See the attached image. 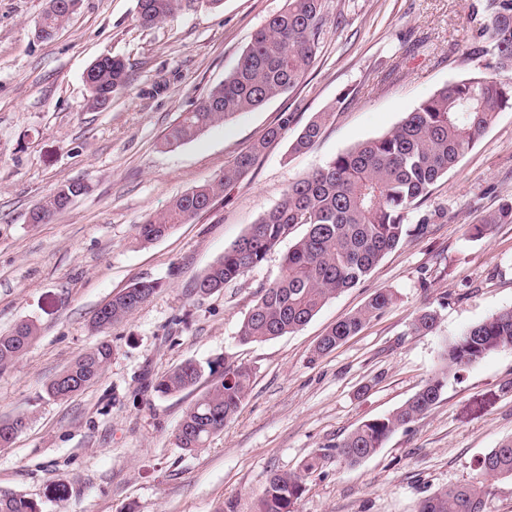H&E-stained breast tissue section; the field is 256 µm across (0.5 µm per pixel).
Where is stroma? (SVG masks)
<instances>
[{
  "label": "stroma",
  "mask_w": 512,
  "mask_h": 512,
  "mask_svg": "<svg viewBox=\"0 0 512 512\" xmlns=\"http://www.w3.org/2000/svg\"><path fill=\"white\" fill-rule=\"evenodd\" d=\"M285 0H196L146 27L137 0H79L53 40L35 24L48 0H0V334L31 321L37 335L0 369V418L25 415L0 448V491L35 500L41 512H255L273 472L326 456L305 481L295 512H416L419 501L473 480L477 462L512 438V347L449 376L439 402L350 467L334 447L359 423L387 415L444 366L447 344L512 308V224L481 239L468 229L512 201V110L500 112L474 148L432 187L407 237L355 287L330 300L299 331L239 341L242 322L279 274L288 243L217 294L195 303V281L290 184L343 150L380 136L420 101L492 66L480 37L484 0H324L318 54L304 80L259 109L173 147L166 130L223 81L243 49ZM129 65L127 87L106 109L88 103L84 73L102 54ZM333 110L305 152L288 147L314 113ZM294 121L210 209L167 236L142 241L138 226L170 201L220 174L276 126ZM89 187L49 222L29 213L64 182ZM161 290L103 333L95 311L143 279ZM397 299L321 358L318 338L376 292ZM435 310L436 328L416 333L415 315ZM110 363L66 400L47 383L101 340ZM224 359L255 370L251 393L224 431L195 452L177 427L199 393L156 396L147 380L182 361Z\"/></svg>",
  "instance_id": "1"
}]
</instances>
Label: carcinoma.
Listing matches in <instances>:
<instances>
[{"instance_id":"cac0c4a2","label":"carcinoma","mask_w":512,"mask_h":512,"mask_svg":"<svg viewBox=\"0 0 512 512\" xmlns=\"http://www.w3.org/2000/svg\"><path fill=\"white\" fill-rule=\"evenodd\" d=\"M79 0H49L41 16L42 40H50L64 27ZM183 0H138V19L154 25L181 10ZM322 0H285L283 9L258 30L224 82L211 88L190 111L181 115L164 137L174 145L194 139L216 124L258 108L296 87L308 73L318 48ZM480 36L488 39L496 59L490 73L477 71L422 100L395 127L380 137L355 145L325 166L292 183L283 198L265 211L248 230L224 251L191 290L200 302L261 264L297 228L283 256L279 275L249 309L239 332L242 343L265 342L298 331L336 295L352 288L411 234L424 235L429 219L410 226L408 214L418 207L431 187L473 148L480 135L505 109L512 110V0H485ZM128 84V68L121 58H97L88 74L90 106L106 107L112 94ZM330 112L315 113L290 144L293 152L306 150L322 134ZM293 123L286 114L278 125L250 150L240 154L214 180L175 197L167 208L138 226L145 242L166 236L176 225L187 224L205 211L214 198L234 185L255 163L267 145L285 135ZM87 193L80 182H64L30 212L33 224L48 222L66 209L71 199ZM494 224H512V202L503 203L470 228L481 237ZM163 287L158 280L142 278L112 297L109 308L94 314L90 329L101 333L130 315ZM397 299L380 291L355 313L338 321L317 341L313 356L321 357L359 333ZM437 326V314L424 310L412 321V330L428 333ZM34 323L24 321L0 334V368L16 361L35 338ZM512 347V308L477 323L451 341L444 353V368L404 404L386 416L362 422L336 443V455L356 466L383 447L398 429L429 412L447 384L448 374L463 371L501 348ZM112 357L107 342L79 354L46 386L54 399H65L100 377ZM219 380L202 393L184 414L176 432L178 446L195 451L212 435L224 430L248 398L253 370L244 364L216 359L203 366L186 360L156 379L151 389L159 395L180 393L194 387L204 374ZM24 415L0 419V448L11 446L25 429ZM325 454L313 453L297 473L273 474L258 500L257 512H294L302 496L304 478L323 466ZM481 477L435 492L419 503L417 512H485L492 492L490 479H512V439L484 454ZM0 512H40L37 502L14 492H0Z\"/></svg>"}]
</instances>
